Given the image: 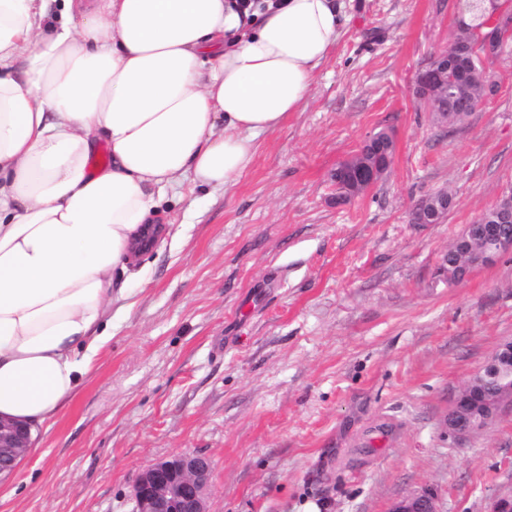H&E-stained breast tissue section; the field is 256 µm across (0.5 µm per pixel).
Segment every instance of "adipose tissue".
I'll use <instances>...</instances> for the list:
<instances>
[{"mask_svg":"<svg viewBox=\"0 0 512 512\" xmlns=\"http://www.w3.org/2000/svg\"><path fill=\"white\" fill-rule=\"evenodd\" d=\"M48 6L0 0V416L33 428L111 339L156 189L231 185L348 22L345 0Z\"/></svg>","mask_w":512,"mask_h":512,"instance_id":"1","label":"adipose tissue"}]
</instances>
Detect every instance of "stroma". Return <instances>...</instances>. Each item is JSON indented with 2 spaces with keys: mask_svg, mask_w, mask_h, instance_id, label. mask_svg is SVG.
Wrapping results in <instances>:
<instances>
[{
  "mask_svg": "<svg viewBox=\"0 0 512 512\" xmlns=\"http://www.w3.org/2000/svg\"><path fill=\"white\" fill-rule=\"evenodd\" d=\"M303 104L226 189L166 194L160 238L118 278L112 337L43 427L0 512H133L151 462L213 464L210 512H439L512 495V408L455 441V394L512 338V255L449 283L464 225L512 192V46L480 112L437 124L415 77L464 0H352ZM391 130L386 176L347 202L336 166ZM444 190L438 224L415 203ZM389 512H437V510L434 497L429 493H423L404 498Z\"/></svg>",
  "mask_w": 512,
  "mask_h": 512,
  "instance_id": "obj_1",
  "label": "stroma"
}]
</instances>
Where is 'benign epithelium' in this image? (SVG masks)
I'll return each mask as SVG.
<instances>
[{"mask_svg": "<svg viewBox=\"0 0 512 512\" xmlns=\"http://www.w3.org/2000/svg\"><path fill=\"white\" fill-rule=\"evenodd\" d=\"M486 28L512 30V15L493 13L485 18ZM457 75L454 51L435 55L418 72L416 89L443 86ZM448 211V195L441 193L419 203L422 224L436 223L439 212ZM451 251L467 258L465 273L512 253V207L493 208L491 222L480 219L463 227ZM512 406V340L503 341L493 355L453 396L443 425L454 440L466 439L492 423L505 405ZM29 427L0 419V481L14 475L29 448ZM212 479L209 458L182 453L147 465L133 487L136 512H209L207 500ZM390 512H437L434 497L423 493L397 502Z\"/></svg>", "mask_w": 512, "mask_h": 512, "instance_id": "1", "label": "benign epithelium"}]
</instances>
